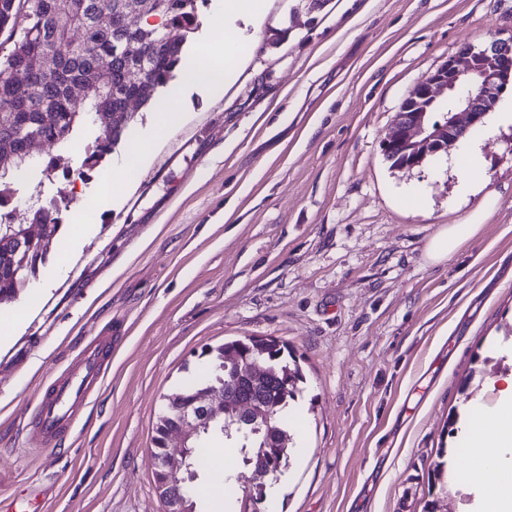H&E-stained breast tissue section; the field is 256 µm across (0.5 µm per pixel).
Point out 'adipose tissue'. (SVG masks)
Returning a JSON list of instances; mask_svg holds the SVG:
<instances>
[{
    "mask_svg": "<svg viewBox=\"0 0 512 512\" xmlns=\"http://www.w3.org/2000/svg\"><path fill=\"white\" fill-rule=\"evenodd\" d=\"M264 6V0H224L222 12L211 22L213 44L224 48V55L185 59L179 87L193 86L209 91L222 88L231 81L239 59L251 51L250 43L241 38L236 22L245 15L261 14ZM495 202L493 195H486L465 223L441 230L428 245L429 259L435 262L445 259L476 235ZM467 440L470 444L469 462L458 470V478L476 484L485 470H498L500 479L483 489L482 512H512V460L506 458L512 451V379L501 388L495 407L479 404L471 407Z\"/></svg>",
    "mask_w": 512,
    "mask_h": 512,
    "instance_id": "obj_1",
    "label": "adipose tissue"
}]
</instances>
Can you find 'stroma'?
Segmentation results:
<instances>
[{"instance_id": "stroma-1", "label": "stroma", "mask_w": 512, "mask_h": 512, "mask_svg": "<svg viewBox=\"0 0 512 512\" xmlns=\"http://www.w3.org/2000/svg\"><path fill=\"white\" fill-rule=\"evenodd\" d=\"M224 88H186L181 125L118 191L81 160L97 129L11 174L20 212L58 199L76 246L0 316V512H167L149 461L164 394L233 339L272 336L306 381L280 512H477L456 471L466 412L512 376V124L473 133L492 177L461 194L451 154L391 168L381 140L414 86L468 43L512 37V0H268ZM63 156L69 177L46 172ZM448 260L428 242L486 193ZM41 301L26 307L30 293ZM122 333L101 390L56 451L32 447L36 395L94 337ZM446 462L447 488L434 481ZM496 198L488 194L482 204L469 215L465 224H451L441 230L429 243L428 258L432 261H442L448 254L462 247L479 231L487 216L491 213Z\"/></svg>"}]
</instances>
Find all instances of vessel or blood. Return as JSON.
<instances>
[{"label": "vessel or blood", "mask_w": 512, "mask_h": 512, "mask_svg": "<svg viewBox=\"0 0 512 512\" xmlns=\"http://www.w3.org/2000/svg\"><path fill=\"white\" fill-rule=\"evenodd\" d=\"M111 355V343L90 344L82 350L68 374L41 392L32 417L33 442L44 449L52 448L61 434L74 427L80 409L101 385Z\"/></svg>", "instance_id": "b4317fda"}]
</instances>
